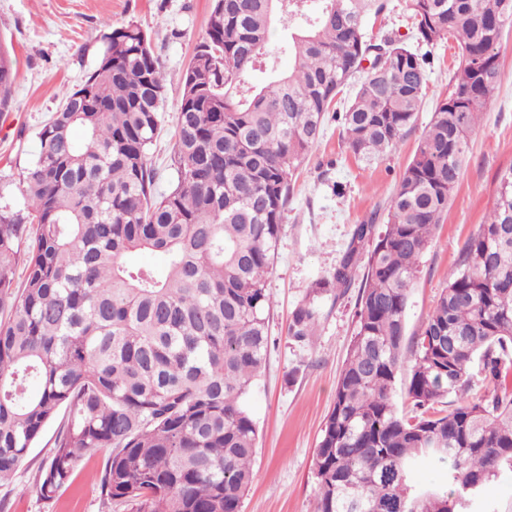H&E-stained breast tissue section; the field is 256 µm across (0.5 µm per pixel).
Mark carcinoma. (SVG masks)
<instances>
[{"label":"carcinoma","instance_id":"carcinoma-1","mask_svg":"<svg viewBox=\"0 0 512 512\" xmlns=\"http://www.w3.org/2000/svg\"><path fill=\"white\" fill-rule=\"evenodd\" d=\"M389 0H213L176 104V180L155 193L148 155L167 96L151 42L128 23L102 36L83 96L38 134L26 211L0 209V483L46 425L65 420L34 490L54 497L80 460L112 450L104 499L132 512H240L256 479L247 396L269 346L267 286L293 177L334 113L346 149H395L429 87L425 57L367 23ZM410 39L457 42L452 91L389 200L384 224L353 226L330 275L292 312L315 335L323 293L343 295L367 256L355 328L314 453V512H472L512 473V168L464 244L419 332L406 310L420 259L448 209L469 139L497 87L512 0H407ZM292 58H268L275 26ZM369 66H364V63ZM0 49V103L13 82ZM81 128L84 139L75 140ZM24 286H14L21 245ZM160 252L158 272L130 261ZM408 366L410 412L393 391ZM429 464L441 483L411 475Z\"/></svg>","mask_w":512,"mask_h":512}]
</instances>
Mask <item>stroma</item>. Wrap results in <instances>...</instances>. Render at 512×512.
<instances>
[{"mask_svg": "<svg viewBox=\"0 0 512 512\" xmlns=\"http://www.w3.org/2000/svg\"><path fill=\"white\" fill-rule=\"evenodd\" d=\"M211 6L212 0H0V47L14 70L9 98L0 106V204L23 209L21 178L37 154L38 132L94 68L102 34L129 22L150 38L168 88L161 131L149 154L157 171L156 191L166 192L175 177L170 160L175 103L194 48L206 36ZM499 52L497 88L471 135L468 163L411 291L406 312L411 334L447 288L466 240L494 205L501 173L512 168V32L504 35ZM458 61L455 41L431 49L422 108L398 147L382 159L369 164L355 159L330 118L320 144L296 173L268 279L271 346L249 395L258 429L256 479L241 512H314V451L353 336L358 290L350 288L340 298L319 296L320 325L312 341H294L288 323L315 280L335 268L353 225L385 217L437 103L450 89ZM58 427V421H51L19 472L0 485L7 512H130L125 505L108 506L100 494L98 480L110 455L106 448L86 456L72 483L55 497L42 499L31 492Z\"/></svg>", "mask_w": 512, "mask_h": 512, "instance_id": "stroma-1", "label": "stroma"}]
</instances>
